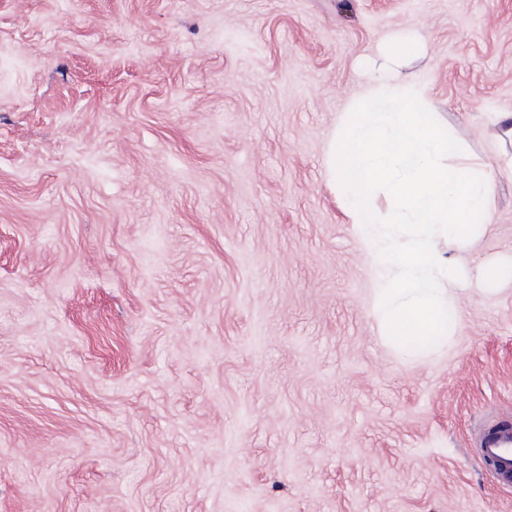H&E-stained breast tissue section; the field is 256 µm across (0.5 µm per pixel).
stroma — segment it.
<instances>
[{
	"label": "stroma",
	"instance_id": "obj_1",
	"mask_svg": "<svg viewBox=\"0 0 512 512\" xmlns=\"http://www.w3.org/2000/svg\"><path fill=\"white\" fill-rule=\"evenodd\" d=\"M493 177L382 336L328 142L394 37ZM512 0H0V512H512ZM477 456L490 464L497 481L512 485V423L484 425L476 438Z\"/></svg>",
	"mask_w": 512,
	"mask_h": 512
}]
</instances>
